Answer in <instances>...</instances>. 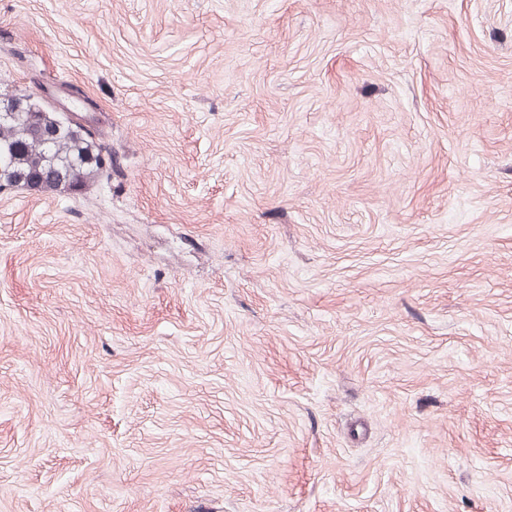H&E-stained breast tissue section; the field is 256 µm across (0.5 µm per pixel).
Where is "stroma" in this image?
I'll return each instance as SVG.
<instances>
[{"label":"stroma","instance_id":"obj_1","mask_svg":"<svg viewBox=\"0 0 512 512\" xmlns=\"http://www.w3.org/2000/svg\"><path fill=\"white\" fill-rule=\"evenodd\" d=\"M66 85L0 512H512V0H0V92Z\"/></svg>","mask_w":512,"mask_h":512}]
</instances>
